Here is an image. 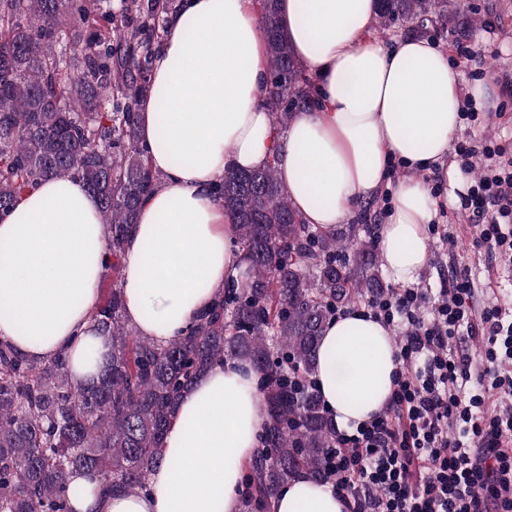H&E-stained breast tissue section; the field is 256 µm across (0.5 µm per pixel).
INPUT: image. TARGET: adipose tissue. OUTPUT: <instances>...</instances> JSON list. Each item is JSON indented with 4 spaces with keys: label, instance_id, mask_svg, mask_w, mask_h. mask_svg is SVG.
I'll use <instances>...</instances> for the list:
<instances>
[{
    "label": "adipose tissue",
    "instance_id": "ef3b65f1",
    "mask_svg": "<svg viewBox=\"0 0 512 512\" xmlns=\"http://www.w3.org/2000/svg\"><path fill=\"white\" fill-rule=\"evenodd\" d=\"M378 0H279L280 26L313 83L316 105L286 133L261 103L268 77L257 0H183L166 23L139 111L137 137L164 182L139 206L121 262L124 314L167 345L224 289L245 281L236 228L214 195L225 169L274 162L305 223L334 229L381 194L390 161L411 171L380 225L388 276L416 280L439 203L418 173L441 165L460 125L459 74L423 39L374 35ZM108 251L96 198L77 179L49 178L0 218V341L35 361L66 354L81 386L110 343L92 318ZM315 375L331 421L346 429L381 413L399 369L390 329L359 308L323 330ZM266 410L254 369L213 362L182 394L147 490L86 487L78 512H238L244 467ZM274 512H348L329 484L297 475Z\"/></svg>",
    "mask_w": 512,
    "mask_h": 512
}]
</instances>
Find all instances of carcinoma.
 Segmentation results:
<instances>
[{"label": "carcinoma", "instance_id": "1", "mask_svg": "<svg viewBox=\"0 0 512 512\" xmlns=\"http://www.w3.org/2000/svg\"><path fill=\"white\" fill-rule=\"evenodd\" d=\"M269 73L263 103L285 130L310 107L312 81L277 22V0H259ZM177 0H0V217L47 178H75L100 203L112 262L109 295L94 313L112 351L100 379L77 387L65 356L37 362L0 342V512H74L83 471L102 491L148 489L177 403L218 358L249 363L266 408L262 448L248 466L239 512L267 509L301 472L330 478L334 431L316 389L322 332L336 309L384 288L376 225L338 232L303 222L270 161L228 168L213 193L236 226L248 264L231 288L180 336L158 346L126 323L119 283L140 203L161 184L137 139L139 107L163 21ZM458 0H379L378 23L456 30ZM71 28L79 55L56 51Z\"/></svg>", "mask_w": 512, "mask_h": 512}]
</instances>
